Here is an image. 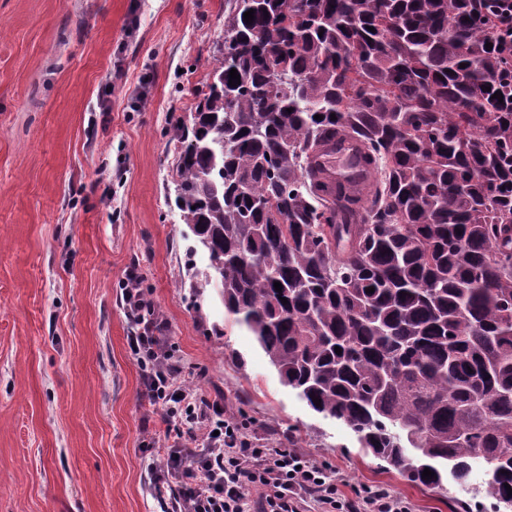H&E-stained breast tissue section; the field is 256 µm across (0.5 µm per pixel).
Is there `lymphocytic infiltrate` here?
<instances>
[{
  "label": "lymphocytic infiltrate",
  "mask_w": 512,
  "mask_h": 512,
  "mask_svg": "<svg viewBox=\"0 0 512 512\" xmlns=\"http://www.w3.org/2000/svg\"><path fill=\"white\" fill-rule=\"evenodd\" d=\"M132 324L129 348L137 360L151 405L160 407L166 445L149 465L155 490L170 489L171 512H301L314 495L318 512H411L408 502L382 491L353 500L340 497L339 473L306 456L256 442L223 407L197 397L158 335L159 315L137 275L123 288ZM199 431L200 446L184 440ZM257 497H249V489Z\"/></svg>",
  "instance_id": "lymphocytic-infiltrate-1"
}]
</instances>
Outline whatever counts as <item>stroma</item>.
<instances>
[{
	"instance_id": "35a3bbf8",
	"label": "stroma",
	"mask_w": 512,
	"mask_h": 512,
	"mask_svg": "<svg viewBox=\"0 0 512 512\" xmlns=\"http://www.w3.org/2000/svg\"><path fill=\"white\" fill-rule=\"evenodd\" d=\"M226 0H0V512H165L120 298L129 272L199 398L262 443L412 512H492L485 466L447 495L358 448L285 386L213 288L174 206L176 149L224 37Z\"/></svg>"
}]
</instances>
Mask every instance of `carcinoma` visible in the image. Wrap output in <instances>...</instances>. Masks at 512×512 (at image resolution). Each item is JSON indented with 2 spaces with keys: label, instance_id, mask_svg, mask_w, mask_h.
Here are the masks:
<instances>
[{
  "label": "carcinoma",
  "instance_id": "cac0c4a2",
  "mask_svg": "<svg viewBox=\"0 0 512 512\" xmlns=\"http://www.w3.org/2000/svg\"><path fill=\"white\" fill-rule=\"evenodd\" d=\"M228 2L170 127L174 205L209 258L194 287L367 453L426 490L482 460L512 512V49L490 6ZM338 140L366 188L320 163Z\"/></svg>",
  "mask_w": 512,
  "mask_h": 512
}]
</instances>
